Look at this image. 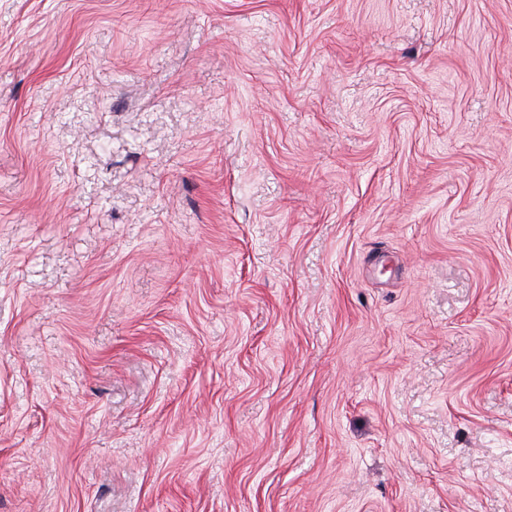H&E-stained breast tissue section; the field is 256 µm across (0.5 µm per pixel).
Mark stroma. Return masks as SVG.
Wrapping results in <instances>:
<instances>
[{
	"instance_id": "35a3bbf8",
	"label": "stroma",
	"mask_w": 512,
	"mask_h": 512,
	"mask_svg": "<svg viewBox=\"0 0 512 512\" xmlns=\"http://www.w3.org/2000/svg\"><path fill=\"white\" fill-rule=\"evenodd\" d=\"M0 512H512V0H0Z\"/></svg>"
}]
</instances>
